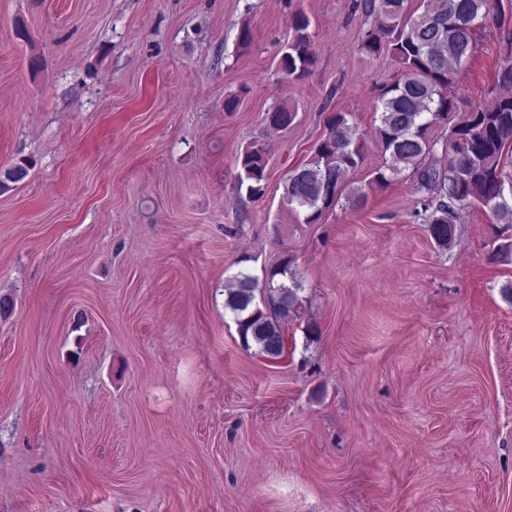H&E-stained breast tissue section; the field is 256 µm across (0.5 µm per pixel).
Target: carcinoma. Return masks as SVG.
Returning <instances> with one entry per match:
<instances>
[{
  "instance_id": "carcinoma-1",
  "label": "carcinoma",
  "mask_w": 512,
  "mask_h": 512,
  "mask_svg": "<svg viewBox=\"0 0 512 512\" xmlns=\"http://www.w3.org/2000/svg\"><path fill=\"white\" fill-rule=\"evenodd\" d=\"M416 5H411V2ZM371 20L361 40L369 55L388 53L396 61V78L378 87L374 126L385 168L372 183L391 185L395 177L411 171L422 193L415 217L429 225L438 246L448 247L459 211L481 206L491 224L512 229V182L506 164L512 154V32L500 36L504 62L498 82L506 91L488 106L458 112L446 93L461 64L474 56L477 33L494 25L501 29L498 0H363ZM311 22L301 10L292 18V38L277 63L284 78L305 76L316 58L309 32ZM295 119L287 106L276 107L266 118L268 127L282 130ZM436 127L445 130L435 138ZM363 134L350 123L349 113L326 118V131L309 160L288 173L284 197L296 221L317 224L341 199L354 206L359 198L345 194L349 173L363 162ZM269 154L254 141L239 156V185L249 197L262 198L268 188ZM31 164L24 162L0 170V190L22 182ZM304 284L292 258L286 256L260 280L240 270L224 289V307L234 315L243 345L264 358L287 361L295 340L285 336L288 317L302 309Z\"/></svg>"
}]
</instances>
